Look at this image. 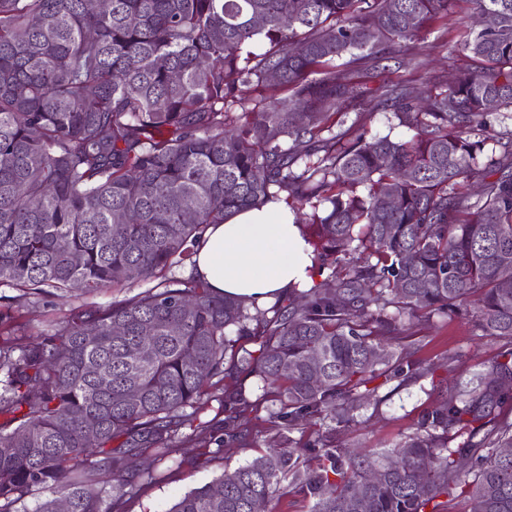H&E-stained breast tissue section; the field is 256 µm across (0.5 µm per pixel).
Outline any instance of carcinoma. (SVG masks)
<instances>
[{
    "instance_id": "cac0c4a2",
    "label": "carcinoma",
    "mask_w": 512,
    "mask_h": 512,
    "mask_svg": "<svg viewBox=\"0 0 512 512\" xmlns=\"http://www.w3.org/2000/svg\"><path fill=\"white\" fill-rule=\"evenodd\" d=\"M456 2L111 0L100 10L94 0H0V285L87 298L155 282L87 300L28 343L10 339L26 324L0 305V512H56L62 499L73 512H125L157 479L132 457L169 458L185 410L228 377L222 444L245 440L262 402L290 444L303 425L348 424L369 383L433 375L402 355L401 318L451 320L471 300L478 329L504 350L404 441L353 453L318 432L224 471L168 512H274L286 494L309 512H363L362 499L368 512H455L460 497L466 512H512V455L501 452L512 420L500 413L512 403V131L486 158L481 139L490 112H512V0H470L495 24L465 26L456 51L471 64L421 104L393 87L375 95L348 69H386L388 48L452 17ZM260 38L269 48L249 51ZM247 84L286 94L237 116ZM372 102L415 134L335 131ZM283 193L311 206L314 262L330 270L293 289L298 302L252 314L171 274L193 260L206 225Z\"/></svg>"
}]
</instances>
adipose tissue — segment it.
Wrapping results in <instances>:
<instances>
[{
	"label": "adipose tissue",
	"instance_id": "obj_1",
	"mask_svg": "<svg viewBox=\"0 0 512 512\" xmlns=\"http://www.w3.org/2000/svg\"><path fill=\"white\" fill-rule=\"evenodd\" d=\"M190 273L215 294L262 307L313 286L317 269L296 214L279 200L207 225Z\"/></svg>",
	"mask_w": 512,
	"mask_h": 512
}]
</instances>
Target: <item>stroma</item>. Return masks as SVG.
Returning <instances> with one entry per match:
<instances>
[{"label": "stroma", "mask_w": 512, "mask_h": 512, "mask_svg": "<svg viewBox=\"0 0 512 512\" xmlns=\"http://www.w3.org/2000/svg\"><path fill=\"white\" fill-rule=\"evenodd\" d=\"M459 37L455 22L434 24L418 40L402 47L388 68L368 73L359 70L354 78L371 88L394 85L409 97H419L428 89L442 85L449 71L468 66V59L454 50ZM0 298L19 300L29 323L26 337L30 340L39 334L47 318L62 317L79 304L75 297L26 299L21 291L9 286H0ZM475 323L476 314L472 311L451 321L436 316L427 321L406 322L403 353L413 361L437 364L433 379L399 388L391 382L380 385L379 406H364L354 422L337 427V444L344 448L360 445L377 450L392 447L414 432L419 414L437 403L446 381L491 366L504 343L480 335ZM222 393L221 387L212 388L204 409L193 422L182 426L173 460L157 463L150 455L139 457L141 466L156 468L160 477L141 486L127 500L126 512H167L175 500L210 482L224 469L236 468L255 456L283 447L278 430L268 422V413L262 409L244 446H226L222 451H215V440L221 435L224 418L219 409Z\"/></svg>", "instance_id": "obj_1"}]
</instances>
